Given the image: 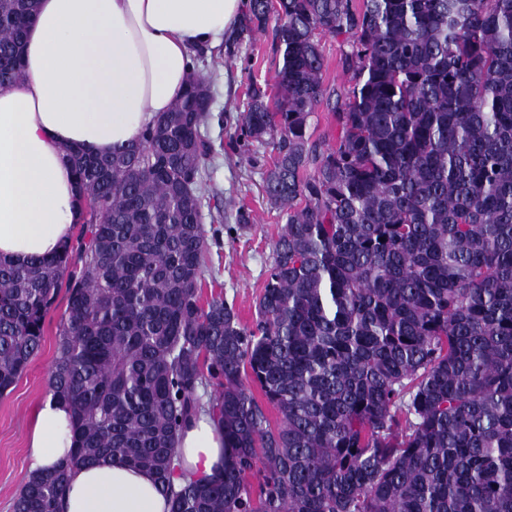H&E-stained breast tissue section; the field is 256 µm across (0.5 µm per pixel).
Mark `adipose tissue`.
<instances>
[{
    "instance_id": "1",
    "label": "adipose tissue",
    "mask_w": 512,
    "mask_h": 512,
    "mask_svg": "<svg viewBox=\"0 0 512 512\" xmlns=\"http://www.w3.org/2000/svg\"><path fill=\"white\" fill-rule=\"evenodd\" d=\"M242 0H38L25 36V80L0 87V257L23 263L69 240L74 180L63 150L106 154L168 111L215 47ZM70 408L46 396L28 429L31 470L66 458ZM179 472L206 479L224 463V438L207 414L181 434ZM62 512H171L154 475L119 459L74 469Z\"/></svg>"
}]
</instances>
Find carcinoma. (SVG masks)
I'll return each instance as SVG.
<instances>
[{"label": "carcinoma", "mask_w": 512, "mask_h": 512, "mask_svg": "<svg viewBox=\"0 0 512 512\" xmlns=\"http://www.w3.org/2000/svg\"><path fill=\"white\" fill-rule=\"evenodd\" d=\"M36 9L0 0V87L25 79ZM316 30L352 38L326 149ZM255 32L277 97L252 85L237 142L273 140L287 215L255 320L201 297L221 230L201 224L213 91L194 70L137 139L66 148L77 243L0 259V397L63 295L49 388L73 418L69 459L12 512H58L70 470L107 457L151 471L171 512H512V0H246ZM202 412L224 470L176 486ZM335 100V96L330 101L324 99L315 107L311 118L312 139L322 143L324 147L332 146L336 142V119L333 114Z\"/></svg>", "instance_id": "cac0c4a2"}]
</instances>
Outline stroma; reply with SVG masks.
I'll use <instances>...</instances> for the list:
<instances>
[{
  "instance_id": "stroma-1",
  "label": "stroma",
  "mask_w": 512,
  "mask_h": 512,
  "mask_svg": "<svg viewBox=\"0 0 512 512\" xmlns=\"http://www.w3.org/2000/svg\"><path fill=\"white\" fill-rule=\"evenodd\" d=\"M278 64L268 36L255 33L244 37L237 53L226 57L218 69L203 62L197 65L213 86L212 113L224 116L223 124L208 128L216 153L202 192L221 194L224 222L219 244L211 246L205 256L202 297L223 295L245 324L255 316L256 300L269 276L272 250L286 215L271 208L265 194L266 173L274 159L272 145L256 143L243 152L234 147L232 138L251 85L276 95ZM65 305V300H58L47 315L41 351L12 390L0 397V512H12L13 498L28 474L26 434L39 403L49 393L56 329Z\"/></svg>"
}]
</instances>
